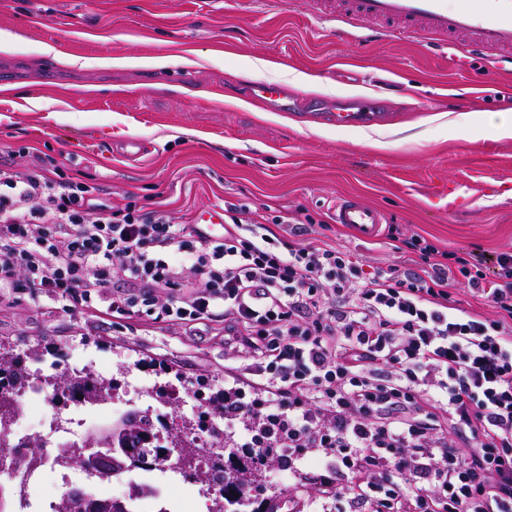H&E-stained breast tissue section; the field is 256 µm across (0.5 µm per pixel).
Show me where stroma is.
Masks as SVG:
<instances>
[{
	"mask_svg": "<svg viewBox=\"0 0 512 512\" xmlns=\"http://www.w3.org/2000/svg\"><path fill=\"white\" fill-rule=\"evenodd\" d=\"M248 0H0V156L23 167L34 148L67 174L107 185L174 221L224 202L267 216L302 209L336 244L373 265L403 264L386 237L363 242L334 223L341 195L380 208L401 237L418 233L443 250H512V137L493 125L512 105V62L463 68L413 37L357 46L304 0L253 10ZM174 57L164 69L100 67L106 57ZM311 76L308 84L296 74ZM283 82L312 97H361L402 87L389 124L340 129L303 112L247 100V82ZM68 113L57 123L54 112ZM151 143L129 159L122 142ZM384 148L371 146V139ZM109 296L66 307L29 289L0 294V343L47 354L85 348L110 376L136 367L195 390L224 384V322L183 326L119 319ZM257 465L262 498L277 512H308L321 485L306 469L288 485Z\"/></svg>",
	"mask_w": 512,
	"mask_h": 512,
	"instance_id": "stroma-1",
	"label": "stroma"
}]
</instances>
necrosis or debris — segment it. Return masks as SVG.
<instances>
[{
  "label": "necrosis or debris",
  "instance_id": "necrosis-or-debris-1",
  "mask_svg": "<svg viewBox=\"0 0 512 512\" xmlns=\"http://www.w3.org/2000/svg\"><path fill=\"white\" fill-rule=\"evenodd\" d=\"M56 361H32L29 376L22 388L13 389L11 397L17 412L8 425L5 437L10 445L30 446L40 444L47 452L42 463L11 471L0 465V484L14 485L27 494L26 512H54L55 500L40 496L39 490L46 477H54L61 491L81 487L87 496L102 497L107 491H120L129 481L152 484L164 492L175 487L174 475L179 470L178 449H168L164 462L149 470L132 473L118 472L103 477L96 472L60 460L62 451H74L84 445L88 435L111 425L134 411H143L151 424H158L161 417L178 410L184 414L195 413L198 402L192 394L173 386L166 402H158L153 395L149 379L128 370L121 393L108 397L109 408L100 411L96 404L74 400L64 392H52L45 381L54 375Z\"/></svg>",
  "mask_w": 512,
  "mask_h": 512
}]
</instances>
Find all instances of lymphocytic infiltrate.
I'll return each instance as SVG.
<instances>
[{
	"label": "lymphocytic infiltrate",
	"instance_id": "f902f5d3",
	"mask_svg": "<svg viewBox=\"0 0 512 512\" xmlns=\"http://www.w3.org/2000/svg\"><path fill=\"white\" fill-rule=\"evenodd\" d=\"M223 238L64 175L55 159H0V290L37 288L86 308L112 294L122 317L196 325L224 318L261 399L224 417L266 421L241 447L289 464L322 452L326 496L359 512H512V251L470 261L420 234L413 266L371 265L316 236L310 214L228 205ZM290 223L288 234L277 225ZM464 285L488 306H460Z\"/></svg>",
	"mask_w": 512,
	"mask_h": 512
}]
</instances>
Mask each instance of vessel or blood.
Segmentation results:
<instances>
[{"label": "vessel or blood", "instance_id": "b4317fda", "mask_svg": "<svg viewBox=\"0 0 512 512\" xmlns=\"http://www.w3.org/2000/svg\"><path fill=\"white\" fill-rule=\"evenodd\" d=\"M315 18L344 26L359 22L361 40L414 33L427 44L452 47L472 60L512 58V0H309ZM246 93L273 112L313 108L315 120L336 127L381 125L390 118L386 98H324L297 95L285 84L250 83ZM336 223L362 240L378 237L385 214L353 195L340 197Z\"/></svg>", "mask_w": 512, "mask_h": 512}]
</instances>
